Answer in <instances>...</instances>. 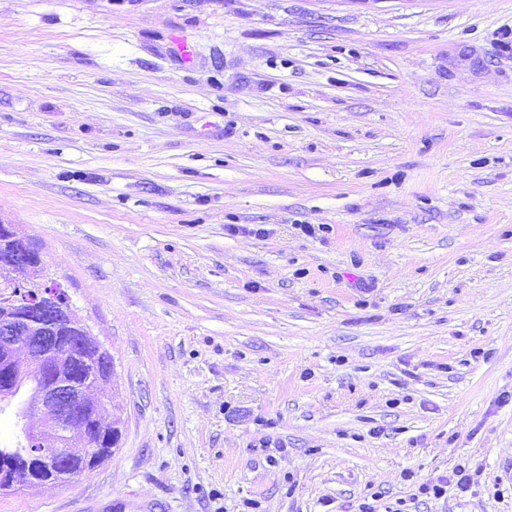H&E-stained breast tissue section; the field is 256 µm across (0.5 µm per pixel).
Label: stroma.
<instances>
[{"instance_id":"stroma-1","label":"stroma","mask_w":512,"mask_h":512,"mask_svg":"<svg viewBox=\"0 0 512 512\" xmlns=\"http://www.w3.org/2000/svg\"><path fill=\"white\" fill-rule=\"evenodd\" d=\"M510 32L512 0H0V224L121 420L0 512H512ZM64 352L70 355V373L78 381L94 380L96 378H105L104 380H107L112 377L110 367L107 366L106 362L96 357L95 351L71 348Z\"/></svg>"}]
</instances>
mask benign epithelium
Returning <instances> with one entry per match:
<instances>
[{"label":"benign epithelium","mask_w":512,"mask_h":512,"mask_svg":"<svg viewBox=\"0 0 512 512\" xmlns=\"http://www.w3.org/2000/svg\"><path fill=\"white\" fill-rule=\"evenodd\" d=\"M43 276L44 262L9 224L0 225V310L15 315L0 325V402L11 403L29 377L48 378L32 389L30 397L16 404L14 418L20 427L21 445L28 464L19 469L8 454L0 456V477H7L4 489L13 491L51 482L47 464L70 454L68 448H49L43 439L45 423L53 434L78 433L87 452L99 447L114 424L103 403L92 390L78 386L68 374L67 355L59 348H41L34 340L60 332L57 317L58 292L32 282L31 270Z\"/></svg>","instance_id":"1"}]
</instances>
